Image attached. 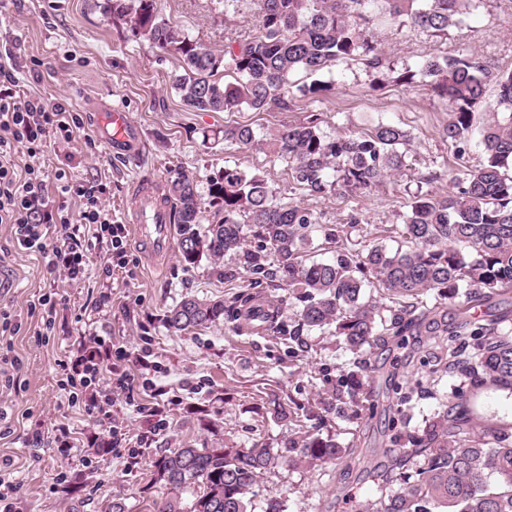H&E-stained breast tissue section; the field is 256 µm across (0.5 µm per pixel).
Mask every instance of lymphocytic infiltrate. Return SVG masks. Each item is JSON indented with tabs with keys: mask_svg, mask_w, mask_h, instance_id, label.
I'll use <instances>...</instances> for the list:
<instances>
[{
	"mask_svg": "<svg viewBox=\"0 0 512 512\" xmlns=\"http://www.w3.org/2000/svg\"><path fill=\"white\" fill-rule=\"evenodd\" d=\"M19 62L11 56L0 57V224L10 225L19 248L43 254L49 268L69 282H78L87 274V245L71 232L67 207L51 205L48 180L56 178L60 193L80 203V221L91 224L100 236H110L122 245L123 225L113 223L100 206L101 186L73 184L63 173L48 176L41 168L21 165L18 153L30 158L41 154L48 138L72 139L82 128V120L64 100L54 103L40 97L18 96L14 90ZM62 225L64 232L55 245L46 236L51 225Z\"/></svg>",
	"mask_w": 512,
	"mask_h": 512,
	"instance_id": "obj_1",
	"label": "lymphocytic infiltrate"
}]
</instances>
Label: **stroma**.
<instances>
[{
    "mask_svg": "<svg viewBox=\"0 0 512 512\" xmlns=\"http://www.w3.org/2000/svg\"><path fill=\"white\" fill-rule=\"evenodd\" d=\"M159 9L217 53L258 32L256 0L235 12L225 11L222 0H160ZM373 41L399 68L423 55L464 53L510 69L512 0H486L476 18L442 37L391 27L376 31ZM6 53L25 63L16 73L18 91L66 99L83 118L75 139L50 141L34 165L106 184L102 207L116 224H128L142 181L163 189L179 171L203 191L211 175L237 164L264 175L282 201L338 228L347 246L394 250L404 243L405 202L421 191L445 193L449 173L482 159L477 137L466 141L461 156L442 139L448 108L427 87L398 84L392 74L368 73L356 61L333 67L335 90L322 98L303 96L306 77L296 74L286 112L189 111L170 82L180 70L178 55L134 38L126 21L107 12L106 0H0V54ZM111 105L129 112L139 151L114 154L94 134L100 111ZM312 114L331 137L381 122L401 127L409 134L406 169L365 193L315 197L293 183L286 163L222 137L228 123L262 135ZM351 214L358 218L352 225ZM126 244L125 267L104 274L113 252L104 238L87 258L85 280L59 284L42 256L15 249L10 225L0 224V468L12 474L17 512H108L115 499L127 512H159L162 491L154 477L161 455L186 443L277 448L313 428L335 434L344 455L268 470L252 512H265L272 497L286 512H356L372 472L396 455L400 432L422 427L440 405L455 403L460 380L441 364L446 337L395 336L370 357L379 372L360 373L359 403L327 410L337 379L353 369L352 354L336 337L311 333L305 351L292 358L279 337L240 332L232 321L170 330L164 314L183 296L227 300L245 291L248 275L240 270L232 280L220 279L215 261L206 259L185 266L174 247L166 258L148 262L134 239ZM45 296L52 307L39 305ZM98 345L119 356L129 390L117 389L111 359L101 362L91 386L66 389L78 352ZM409 379L432 386V393L416 392L401 404L399 387ZM273 395L285 404V416L273 415L267 403ZM467 395L472 436L512 430L511 391L489 384ZM118 422L123 437L117 443L112 427Z\"/></svg>",
    "mask_w": 512,
    "mask_h": 512,
    "instance_id": "stroma-1",
    "label": "stroma"
}]
</instances>
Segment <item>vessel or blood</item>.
Here are the masks:
<instances>
[{
	"label": "vessel or blood",
	"instance_id": "1",
	"mask_svg": "<svg viewBox=\"0 0 512 512\" xmlns=\"http://www.w3.org/2000/svg\"><path fill=\"white\" fill-rule=\"evenodd\" d=\"M100 138L118 154L135 152L138 132L126 110L108 107L97 129ZM135 233L143 255L149 258L167 253L171 237V208L163 200L157 184L142 183L135 190Z\"/></svg>",
	"mask_w": 512,
	"mask_h": 512
}]
</instances>
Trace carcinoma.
Listing matches in <instances>:
<instances>
[{"label": "carcinoma", "mask_w": 512, "mask_h": 512, "mask_svg": "<svg viewBox=\"0 0 512 512\" xmlns=\"http://www.w3.org/2000/svg\"><path fill=\"white\" fill-rule=\"evenodd\" d=\"M483 2L260 0L258 35L222 54L162 18L158 0H110L108 10L129 20L134 35L179 55L182 73L173 77L172 87L188 109L263 112L288 110L286 93L299 72L311 78L301 91L316 97L333 90L334 81L323 76L339 63L358 60L377 74L389 68L368 38L375 24L444 35ZM225 69L233 70L237 82L217 79ZM418 77L448 103L450 118L441 134L451 145L466 141L491 84L504 115L478 129L483 160L458 169L450 177L452 190L419 193L406 203V248L373 245L360 252L339 242L334 228L324 229L323 242L316 245V214L280 202L264 176L238 166L211 176L204 196L192 177L177 173L168 181L167 199L182 261L195 266L204 258L227 257L233 264L224 267V278L241 269L257 288H286L296 314L285 324L278 306L249 292L228 301L186 295L166 312L168 328L181 332L245 316L260 322L261 331L288 337L292 356L307 347L309 332L327 330L341 338L358 369L366 370V351L385 345L388 337L456 336L471 323V310L498 292H512V70H493L465 54L425 55L415 68H402L397 80L412 84ZM407 138L405 130L388 123L364 134L329 137L314 116L262 139L248 125L224 126L225 143L256 145L287 162L295 185L319 197L381 186L406 167L399 146ZM208 207L213 217L202 231ZM316 248L333 252V258L312 259ZM367 280L377 285L379 298L365 297ZM462 288L465 299L454 326L434 318L437 307L423 301L431 293L451 300ZM476 335L483 338L478 359L450 360L446 371L473 388L492 384L512 390V336L503 332L501 319L487 320ZM360 391L352 373L337 380L333 399L341 406L356 401ZM469 415V400L463 398L455 415L441 408L423 429L406 434L391 464L374 472L359 512H512V432L490 441L468 439ZM344 452L334 436L319 432L276 449L185 444L156 462V481L171 493L163 512H251L267 469L298 457L328 463ZM188 492L192 499L185 507L182 495Z\"/></svg>", "instance_id": "obj_1"}]
</instances>
